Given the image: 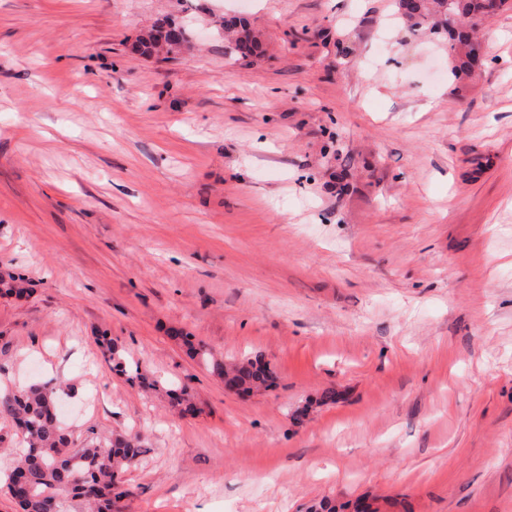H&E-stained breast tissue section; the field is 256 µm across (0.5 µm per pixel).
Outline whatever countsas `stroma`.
Listing matches in <instances>:
<instances>
[{
  "label": "stroma",
  "instance_id": "1",
  "mask_svg": "<svg viewBox=\"0 0 512 512\" xmlns=\"http://www.w3.org/2000/svg\"><path fill=\"white\" fill-rule=\"evenodd\" d=\"M162 17L191 42L140 55ZM477 38L458 80L394 0H0V382L144 438L117 512H512V9ZM222 26L228 31L238 29L237 33L239 36L229 47L232 56L237 57L238 60H247L257 54L259 43L244 20H224V25ZM100 344L104 347V355L109 362H112V370L119 374L126 375L131 382L137 381L138 384L144 388L154 391L161 390L160 383L147 374L142 373L140 370L139 363H136L135 367L128 365L119 350L117 344L112 342V339H106L104 336ZM191 350H195L211 373L227 386L236 388L239 394H250L254 389L269 387L275 381V374L261 356L246 357L236 363H226L224 357H218L201 345L196 348L186 339Z\"/></svg>",
  "mask_w": 512,
  "mask_h": 512
}]
</instances>
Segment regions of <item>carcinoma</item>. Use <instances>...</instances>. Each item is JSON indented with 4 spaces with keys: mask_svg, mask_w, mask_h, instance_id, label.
<instances>
[{
    "mask_svg": "<svg viewBox=\"0 0 512 512\" xmlns=\"http://www.w3.org/2000/svg\"><path fill=\"white\" fill-rule=\"evenodd\" d=\"M489 0H396V15L415 26L428 24L448 40L470 47V34L462 26L465 19L473 23L486 20ZM167 19L156 20L152 29L139 41L142 53L158 52L152 30H161ZM224 29L235 30L237 39L230 54L246 60L257 54L259 43L241 19L224 21ZM112 370L149 390H160V383L141 372L140 365L126 363L117 344L101 341ZM211 373L239 394H249L260 387H269L275 374L260 356L246 357L227 363L201 345L195 348ZM60 387L50 383H34L16 389L0 390V430L8 428L22 435L26 447L15 461L0 486L13 499L21 512H46L49 502L59 503V512H66L67 503L83 504L87 512H114L116 504L130 495L123 474L134 467L144 453L139 436L113 435L103 441L84 440L75 446L74 435L58 417ZM174 406L183 414L194 412V403L187 387L167 390Z\"/></svg>",
    "mask_w": 512,
    "mask_h": 512,
    "instance_id": "1",
    "label": "carcinoma"
}]
</instances>
